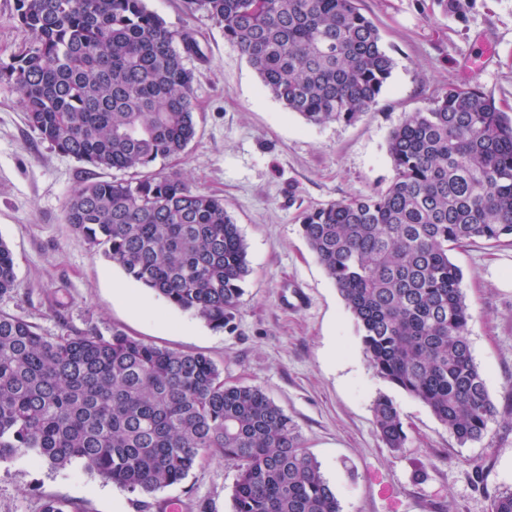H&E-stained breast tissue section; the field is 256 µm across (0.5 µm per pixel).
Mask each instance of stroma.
Segmentation results:
<instances>
[{
    "label": "stroma",
    "mask_w": 512,
    "mask_h": 512,
    "mask_svg": "<svg viewBox=\"0 0 512 512\" xmlns=\"http://www.w3.org/2000/svg\"><path fill=\"white\" fill-rule=\"evenodd\" d=\"M176 35H190L197 135L168 161L198 192L222 197L248 246L250 272L232 321L215 330L112 266L62 218L65 199L109 179L57 152L28 124L20 93L0 85V240L20 286L0 311L58 339L113 329L161 347L200 353L225 383L260 387L297 425L336 491L341 512H491L512 486V240L465 243L449 257L463 272L474 361L496 408L485 436L460 443L421 401L379 378L357 324L304 239L299 214L386 189L395 171L391 131L441 91L469 81L512 109V0H472L465 21L436 0H359L393 57L378 104L355 121L314 125L287 111L195 0H145ZM0 0V65L33 44ZM393 399L408 432L382 441L373 403ZM235 470L203 456L182 484L150 496L105 485L75 464L19 458L0 464V512H231Z\"/></svg>",
    "instance_id": "stroma-1"
}]
</instances>
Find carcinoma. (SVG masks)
Returning <instances> with one entry per match:
<instances>
[{"label":"carcinoma","instance_id":"carcinoma-1","mask_svg":"<svg viewBox=\"0 0 512 512\" xmlns=\"http://www.w3.org/2000/svg\"><path fill=\"white\" fill-rule=\"evenodd\" d=\"M264 86L316 125L378 103L394 68L358 0H199ZM34 44L0 66L31 128L59 153L140 178L90 180L64 223L135 282L214 329L244 295L247 245L224 200L154 169L196 135L194 75L144 0H16ZM384 190L304 210V238L361 333L375 373L424 403L464 444L495 414L474 362L451 247L512 238V119L477 83L450 85L393 129ZM19 287L0 241V295ZM375 426L408 440L394 401ZM204 454L236 468L232 512H340L292 419L261 388L227 385L201 354L105 338L51 340L0 312V462L74 463L131 493L185 481ZM491 512H512V487Z\"/></svg>","mask_w":512,"mask_h":512}]
</instances>
